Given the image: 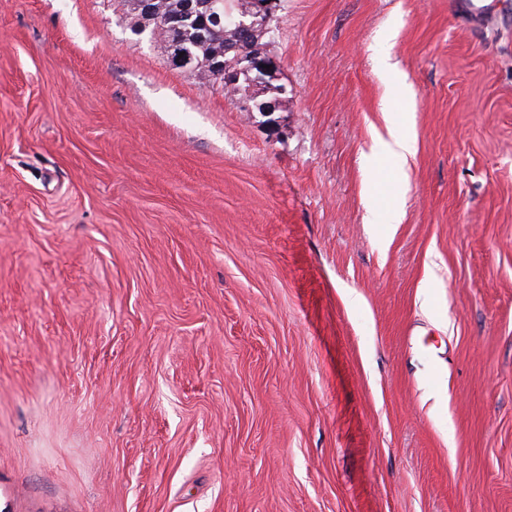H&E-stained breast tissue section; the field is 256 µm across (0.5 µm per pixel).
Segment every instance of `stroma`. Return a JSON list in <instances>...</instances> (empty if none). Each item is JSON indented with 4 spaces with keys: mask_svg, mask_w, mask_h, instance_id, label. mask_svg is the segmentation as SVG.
<instances>
[{
    "mask_svg": "<svg viewBox=\"0 0 512 512\" xmlns=\"http://www.w3.org/2000/svg\"><path fill=\"white\" fill-rule=\"evenodd\" d=\"M131 25L0 0V512H512V0H281L271 113ZM415 140L399 124L387 127V136H379L375 144V154L379 162L389 161L398 164L415 152Z\"/></svg>",
    "mask_w": 512,
    "mask_h": 512,
    "instance_id": "stroma-1",
    "label": "stroma"
}]
</instances>
